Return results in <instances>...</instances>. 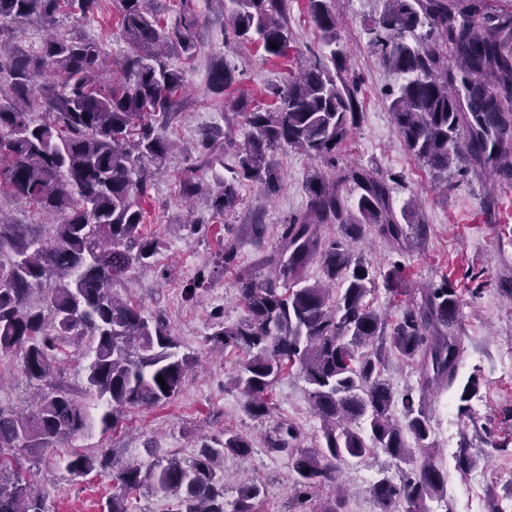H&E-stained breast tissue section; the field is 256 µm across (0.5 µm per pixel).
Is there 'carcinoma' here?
Segmentation results:
<instances>
[{
    "label": "carcinoma",
    "mask_w": 512,
    "mask_h": 512,
    "mask_svg": "<svg viewBox=\"0 0 512 512\" xmlns=\"http://www.w3.org/2000/svg\"><path fill=\"white\" fill-rule=\"evenodd\" d=\"M105 0H0V200L33 209L41 224H26L0 209V358L21 352V370L37 387L30 411L0 408V512H49L48 494L34 488L23 461L32 450L49 452L88 427L79 396L58 382L63 344L87 347L85 392L106 400L102 430L117 427L128 408H150L181 389L195 358L179 354L166 319L144 315L112 288L140 270L155 267L163 243L143 232L155 176L176 150L168 135L179 117L184 74L171 59L191 61L199 14L193 0H178L174 23L163 24L146 0H119L118 27L126 43L121 76L102 84L112 67L101 46L80 34L60 32V15L90 21ZM337 0H308L309 13L326 44H336ZM368 44L398 77L387 93V110L407 150L441 174L486 161L512 167V9L489 0H382ZM286 0H224L231 40L257 43L268 59L288 57L292 42ZM36 24L37 47L13 39ZM276 48H270V44ZM339 49L303 66L283 84L266 88L272 109L237 100L232 116L247 132L234 150L235 176L212 187L204 173L224 165L227 132L204 130L196 161L181 172L185 202L205 194L214 218L234 211L239 184L251 182L268 197L279 190L273 152L301 151L320 166L335 168L336 151L359 115V89L344 76ZM236 81L227 60L211 64L208 89L223 94ZM468 151L461 150L462 135ZM359 190L356 206L344 187ZM305 212L280 225L278 247L265 256V279L248 273L235 280L245 315L224 322V309L209 312L207 342L242 352L234 388L253 419L269 416L271 391L292 368L309 385L320 421L316 447L303 448L297 429L285 422L264 437L271 454L288 458L296 512H312L313 492L337 484L339 466L366 461L377 451L410 464L399 481L383 475L372 484L382 512H429L441 499L448 472L435 459L437 444L427 405L439 388L455 389L457 410L469 416L479 391L474 376L457 384L465 342L453 327L462 300L443 282L407 303L393 324L391 349L420 364L418 386L399 394L364 349L384 335L386 314L365 302L374 275L363 255L320 233L337 224L359 241L365 227L401 246L406 235L392 207L393 186L362 166L332 179L318 170L306 182ZM219 262L236 266L233 244L216 234ZM322 263L325 280L310 283V263ZM394 298L412 291L402 269L380 273ZM43 306L31 305L34 294ZM166 387H161L157 377ZM401 415H395L396 407ZM416 447H411L409 441ZM252 442L224 432L201 440L190 460L172 455L147 467L129 464L116 474L122 493L106 512H131L128 496L145 486L171 493L175 512H255L264 489L238 486L232 509L224 501V470L230 454L247 457ZM109 450L74 452L66 469L82 477L107 465Z\"/></svg>",
    "instance_id": "obj_1"
}]
</instances>
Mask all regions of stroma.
Returning <instances> with one entry per match:
<instances>
[{"mask_svg":"<svg viewBox=\"0 0 512 512\" xmlns=\"http://www.w3.org/2000/svg\"><path fill=\"white\" fill-rule=\"evenodd\" d=\"M195 2L200 12L194 33L199 54L182 66L183 108L168 131L179 149L156 178L144 228L148 235L162 239L164 247L156 267L136 272L117 294L139 301L145 313L164 314L181 343V352L195 356L196 368L181 391L164 405L127 410L116 433L103 432L95 420L83 436L63 443L57 451L36 453L29 477L48 491L50 512H106L107 500L119 490L113 479L114 466L147 465L171 455L188 460L195 456L202 437L227 430L250 438L253 452L246 459L225 456L226 501L234 502L233 480L243 475L266 489L257 512L290 510L288 460L265 451L268 422L247 417L241 410V394L229 385L239 356L212 353L205 340L206 314L211 308L223 307L228 323L244 314L233 286L237 270L219 267L214 238L192 236L183 225L178 179L190 163L184 147L193 145L203 130L223 127L224 115L236 99L244 96L254 105L268 108L272 102L264 94L268 84L283 82L297 73L299 64L328 54L329 48L310 18L307 0H288V26L297 53L277 65L266 60L259 45L239 48L225 42L228 22L222 0ZM381 8L380 0L339 2L338 43L349 76L359 81L363 115L340 147L338 165H362L392 179L395 211L415 202L427 233L419 235L416 225H406V246L399 252L371 226L357 247L374 270H386L394 262L402 264L411 287L427 288L444 280L464 301L458 322L466 346L461 374L477 375L480 391L467 418L458 417L450 390L435 395L429 406L440 462L448 470L446 496L429 502L430 512H489L492 497L502 512H512V442L498 450L487 436L488 431L504 427V414L512 409V182H504L488 165L453 169L443 180L407 150L383 100L384 91L395 85L396 77L367 45L365 29ZM118 19L115 0H107L97 19L82 22L70 18L62 27L83 32L117 60L124 50L123 42L116 38ZM220 58L235 65L240 80L216 97L208 91L207 74L211 63ZM275 159L283 175L279 192L264 204L256 186L242 183L239 205L224 218L227 237L239 253L240 268L260 276L268 271L261 259L275 249L280 224L304 212V186L314 168L312 160L291 148L277 151ZM256 212L262 213L266 226L260 241L249 229ZM201 271L209 276L206 287L199 289L196 299L186 300L184 286ZM307 390L297 374L283 375L274 388L273 417L292 423L301 433L302 446L312 448L318 441L320 421L311 409ZM464 439L480 457L475 473L466 475L456 471L454 461ZM74 447L112 449L114 465L74 477L65 469ZM405 469V463L383 453L363 463H348L340 476L348 489L347 512H379L369 492L372 483L379 473L396 478Z\"/></svg>","mask_w":512,"mask_h":512,"instance_id":"35a3bbf8","label":"stroma"}]
</instances>
